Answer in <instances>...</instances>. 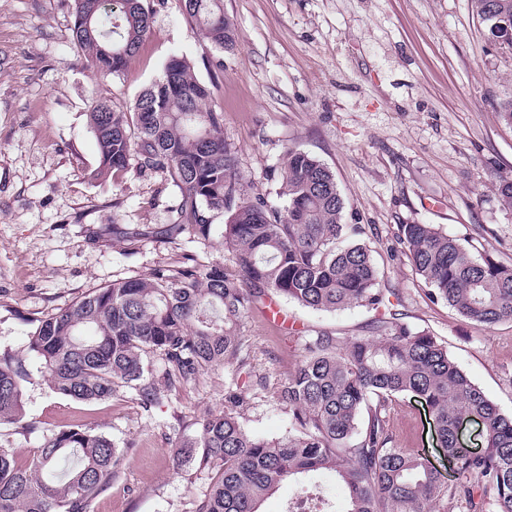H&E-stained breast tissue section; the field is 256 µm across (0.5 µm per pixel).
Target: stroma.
<instances>
[{
	"instance_id": "stroma-1",
	"label": "stroma",
	"mask_w": 512,
	"mask_h": 512,
	"mask_svg": "<svg viewBox=\"0 0 512 512\" xmlns=\"http://www.w3.org/2000/svg\"><path fill=\"white\" fill-rule=\"evenodd\" d=\"M154 23L120 74L100 77L72 48L73 0H0V355H24L34 319L91 288L158 265L182 251L151 237L171 223L178 193L163 175L130 167L119 184L92 183L99 148L90 104L129 108L159 78L171 54L186 57L224 115V139L239 173L276 202L277 169L288 148L327 165L346 202L345 221L373 227L370 244L393 248L401 224H436L512 263V211L496 188L512 179V130L499 121L512 99V55L491 45L471 0H224L237 46L220 53L185 23L179 0H149ZM405 321L448 345L484 394L512 414V323L479 327L430 300L404 254L388 264ZM277 305L242 331L255 370L285 380L301 337L324 329L369 332L371 313ZM250 393L248 427L281 436L287 414L247 375L220 368L142 409L133 393L76 403L41 374L24 389L25 418L0 425V446L27 456L47 435L79 423L105 433L125 456L90 512H196L211 483L192 453L194 422L224 410L229 384ZM397 442L447 462L422 400L391 414Z\"/></svg>"
}]
</instances>
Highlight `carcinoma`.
<instances>
[{"instance_id": "1", "label": "carcinoma", "mask_w": 512, "mask_h": 512, "mask_svg": "<svg viewBox=\"0 0 512 512\" xmlns=\"http://www.w3.org/2000/svg\"><path fill=\"white\" fill-rule=\"evenodd\" d=\"M73 47L99 74L122 72L150 30L144 0H74ZM487 33L512 34V0H472ZM191 30L218 51L235 47L224 0H182ZM186 58L173 54L162 77L129 111L95 101L89 124L100 152L96 179L120 177L134 159L161 173L178 192L175 216L153 236L171 244H206L215 235L233 270L186 250L175 266L93 288L37 320L27 341L31 361L0 357V422L25 416L23 385L36 369L63 398L91 403L122 388L148 409L224 367L254 373L240 322L277 295L322 312L363 307L374 313L368 336L321 331L305 336L288 378L270 402L288 414V431L269 439L249 430L238 409L243 391L227 387L224 412L196 422L199 467L212 473L197 512H260L266 496L288 481L299 488L329 470L346 492L341 512H512V416L502 413L460 368L448 347L413 330L382 287L387 266L345 224V201L333 171L298 149L280 163L278 197L267 203L243 182L224 141V113ZM412 270L460 316L485 327L512 322V264L505 265L434 224H401L395 233ZM423 400L455 471L442 480L424 454L397 445L391 413L400 400ZM481 418L485 448L471 455L458 425ZM69 461L65 469L61 465ZM122 455L102 432L72 424L52 433L25 459L0 447V512H87L112 484ZM292 509L332 512L316 493Z\"/></svg>"}]
</instances>
